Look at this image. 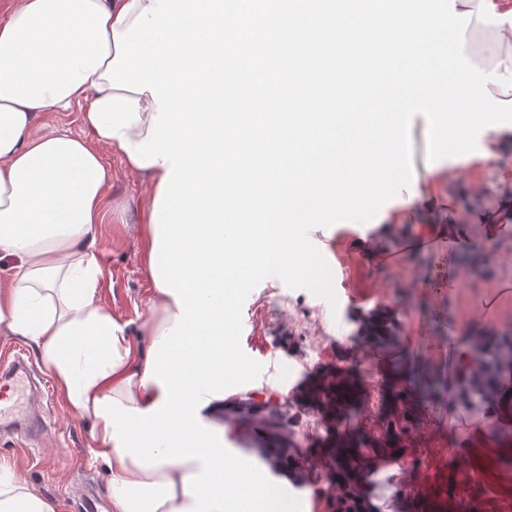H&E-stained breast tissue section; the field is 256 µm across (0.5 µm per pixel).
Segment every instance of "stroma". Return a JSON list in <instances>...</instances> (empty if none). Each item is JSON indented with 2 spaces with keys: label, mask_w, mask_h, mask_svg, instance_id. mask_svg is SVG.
I'll use <instances>...</instances> for the list:
<instances>
[{
  "label": "stroma",
  "mask_w": 512,
  "mask_h": 512,
  "mask_svg": "<svg viewBox=\"0 0 512 512\" xmlns=\"http://www.w3.org/2000/svg\"><path fill=\"white\" fill-rule=\"evenodd\" d=\"M427 132V121L415 116L413 178L430 186V206L410 205L400 194L381 207L376 223L342 221L311 230V241L332 270L337 305L272 276L243 304L240 345L265 372L237 393L287 400L298 416L296 436L311 455L336 433L335 416L299 408L316 380L338 370L356 377L366 372L373 392L384 367L405 358L442 381L451 369L452 345L512 329V212L497 215L494 235H486L483 224L492 203L512 196V141L497 146L499 168L463 163L454 182L434 186L425 158ZM101 153L112 172L103 191L106 219L96 232L101 297L136 336L152 293L141 239L150 193L146 180L129 172L111 148ZM478 183L484 187L480 200L472 194ZM369 242L378 257L365 251ZM372 315L393 321L396 342L357 354L363 322ZM38 401L44 433L26 440L0 435V461L12 463L24 480L58 501L61 512H78L88 484L109 498L111 476L90 458L89 425L65 409L59 395ZM417 419L402 456L373 467L366 489L369 512H460L463 497L476 500L478 512H512V461L471 450L475 432L496 423L503 441L512 445V424H501L496 407L452 409L441 396L420 405ZM456 448L468 451L465 469L453 463Z\"/></svg>",
  "instance_id": "1"
}]
</instances>
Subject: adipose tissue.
<instances>
[{
    "label": "adipose tissue",
    "mask_w": 512,
    "mask_h": 512,
    "mask_svg": "<svg viewBox=\"0 0 512 512\" xmlns=\"http://www.w3.org/2000/svg\"><path fill=\"white\" fill-rule=\"evenodd\" d=\"M153 0H15L0 21V335L35 351L64 404L92 427L93 460L109 470L112 512H186L184 492L197 461L151 468L120 457L95 403L104 397L146 410L163 399L146 378L151 343L175 323L173 295L154 291L145 345L101 300L102 270L95 255L96 228L104 220L103 189L111 179L101 147H111L126 168L149 178L159 193L168 168L139 167L121 139H146L157 106L139 96L140 118L123 137H104L90 119L94 102L111 96L103 74L113 62V35L126 31ZM470 13L465 55L498 74L512 73V0H455ZM79 110L83 134H41L47 112ZM0 512H57L54 500L0 464Z\"/></svg>",
    "instance_id": "adipose-tissue-1"
}]
</instances>
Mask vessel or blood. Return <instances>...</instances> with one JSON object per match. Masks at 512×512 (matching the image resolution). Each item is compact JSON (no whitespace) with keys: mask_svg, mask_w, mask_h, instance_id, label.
Segmentation results:
<instances>
[{"mask_svg":"<svg viewBox=\"0 0 512 512\" xmlns=\"http://www.w3.org/2000/svg\"><path fill=\"white\" fill-rule=\"evenodd\" d=\"M0 386L9 391L0 398V429L27 436L38 434L44 422L33 403L31 368L17 359L0 363Z\"/></svg>","mask_w":512,"mask_h":512,"instance_id":"vessel-or-blood-1","label":"vessel or blood"}]
</instances>
